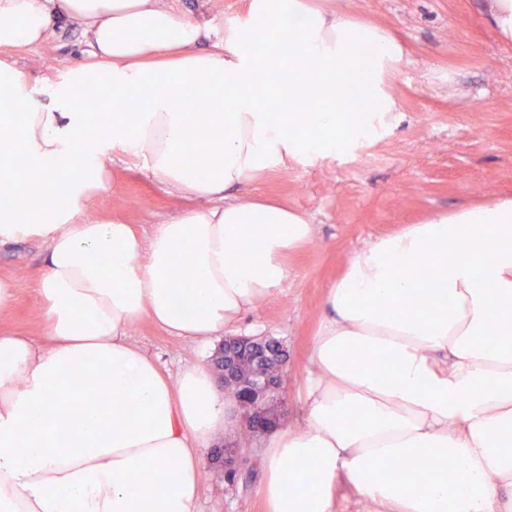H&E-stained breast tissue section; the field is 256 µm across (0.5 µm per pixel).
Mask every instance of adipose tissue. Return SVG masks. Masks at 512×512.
Masks as SVG:
<instances>
[{"label": "adipose tissue", "instance_id": "adipose-tissue-1", "mask_svg": "<svg viewBox=\"0 0 512 512\" xmlns=\"http://www.w3.org/2000/svg\"><path fill=\"white\" fill-rule=\"evenodd\" d=\"M63 22L84 28L90 60L32 78L0 56V246L36 239L47 251L42 341L0 332V512H195L201 457L237 403L204 366L170 378L128 331L145 318L206 343L280 288L284 255L314 226L231 189L388 135L383 74L403 47L307 0H248L246 21L205 53L199 21L162 0H0V48ZM89 87L137 102L138 122L83 111ZM209 92L217 111L189 124L187 106ZM311 96L314 140L296 134V113L266 107ZM116 153L196 207L145 238L88 220ZM325 308L302 420L264 450L268 512H512V198L363 247ZM492 323L502 340L489 348ZM361 351L383 368L355 363ZM424 456L466 469L467 491L440 473L419 480ZM389 461L407 481L380 476Z\"/></svg>", "mask_w": 512, "mask_h": 512}]
</instances>
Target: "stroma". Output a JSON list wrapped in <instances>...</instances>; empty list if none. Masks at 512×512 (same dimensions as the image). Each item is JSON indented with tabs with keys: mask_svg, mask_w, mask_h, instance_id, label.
<instances>
[{
	"mask_svg": "<svg viewBox=\"0 0 512 512\" xmlns=\"http://www.w3.org/2000/svg\"><path fill=\"white\" fill-rule=\"evenodd\" d=\"M201 20L199 46L223 43L246 17L247 0H166ZM331 14L389 29L403 45L385 74L397 103L393 134L354 154L314 166L290 164L258 179L255 198L283 203L313 224L311 242L287 253L288 271L274 297L247 313L241 334L269 336L288 348L284 424L302 413L301 390L314 340L325 315L324 297L356 250L409 224L497 197H512V44L501 43L481 18L482 0H309ZM82 28L63 24L41 45L10 53L30 76H47L84 60ZM112 185L94 202L95 219L118 217L149 235L188 204L150 176L143 163L112 158ZM45 249L37 241L0 248V273L13 276L0 328L38 337V273ZM130 340L171 377L194 363L209 364L213 347L174 336L144 320ZM262 471L227 481L205 479L196 512H266L257 488Z\"/></svg>",
	"mask_w": 512,
	"mask_h": 512,
	"instance_id": "1",
	"label": "stroma"
}]
</instances>
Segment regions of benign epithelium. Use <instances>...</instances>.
<instances>
[{
  "label": "benign epithelium",
  "instance_id": "obj_1",
  "mask_svg": "<svg viewBox=\"0 0 512 512\" xmlns=\"http://www.w3.org/2000/svg\"><path fill=\"white\" fill-rule=\"evenodd\" d=\"M265 354L275 358L281 368L287 364L286 350L282 343L268 336H228L224 338V351L218 353L214 362L219 386L237 387L239 402L252 406L249 420L253 424L255 439L281 425L284 372L245 379L239 375L236 365L242 355L261 357ZM216 464L224 474H231L236 478L252 469V461L237 442L226 443L220 448Z\"/></svg>",
  "mask_w": 512,
  "mask_h": 512
}]
</instances>
